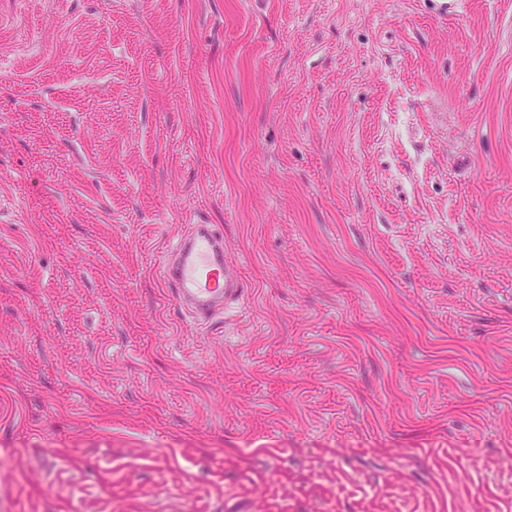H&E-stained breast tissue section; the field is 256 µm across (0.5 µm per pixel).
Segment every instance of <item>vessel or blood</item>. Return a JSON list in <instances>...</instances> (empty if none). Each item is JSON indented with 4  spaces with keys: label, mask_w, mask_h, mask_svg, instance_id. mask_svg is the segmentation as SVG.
<instances>
[{
    "label": "vessel or blood",
    "mask_w": 512,
    "mask_h": 512,
    "mask_svg": "<svg viewBox=\"0 0 512 512\" xmlns=\"http://www.w3.org/2000/svg\"><path fill=\"white\" fill-rule=\"evenodd\" d=\"M163 277L177 302L201 318L222 310L243 293L224 262V239L212 225L195 224L173 247Z\"/></svg>",
    "instance_id": "vessel-or-blood-1"
}]
</instances>
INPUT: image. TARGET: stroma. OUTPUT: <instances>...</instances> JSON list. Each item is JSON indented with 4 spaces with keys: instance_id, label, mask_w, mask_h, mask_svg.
I'll return each instance as SVG.
<instances>
[{
    "instance_id": "stroma-1",
    "label": "stroma",
    "mask_w": 512,
    "mask_h": 512,
    "mask_svg": "<svg viewBox=\"0 0 512 512\" xmlns=\"http://www.w3.org/2000/svg\"><path fill=\"white\" fill-rule=\"evenodd\" d=\"M439 2L0 0V512H512V0ZM163 277L177 302L208 318L238 300L243 285L224 262V239L211 224H194L173 247Z\"/></svg>"
}]
</instances>
